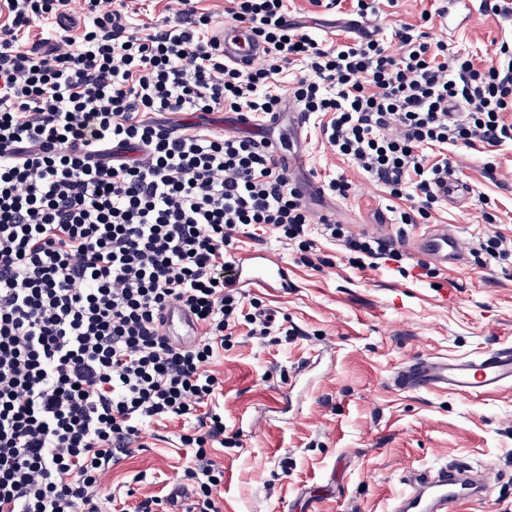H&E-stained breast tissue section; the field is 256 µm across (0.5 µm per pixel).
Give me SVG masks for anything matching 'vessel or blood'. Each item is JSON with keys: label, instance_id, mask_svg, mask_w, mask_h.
Wrapping results in <instances>:
<instances>
[{"label": "vessel or blood", "instance_id": "obj_1", "mask_svg": "<svg viewBox=\"0 0 512 512\" xmlns=\"http://www.w3.org/2000/svg\"><path fill=\"white\" fill-rule=\"evenodd\" d=\"M215 37L225 61L254 66L264 55L265 46L249 24L221 23ZM437 193L449 206L458 207L469 198L472 187L452 172L444 173ZM411 250L423 260L438 266L457 265L463 251L459 238L447 225L436 224L411 240ZM234 283L244 288L278 290L288 285V265L269 251L237 255L233 261ZM161 331L169 337L198 336L197 323L179 306L166 312ZM399 390H434L459 395L490 392L512 384V347H502L474 358H418L402 363L391 376ZM494 466L470 472L444 466L407 472L408 490L393 504L391 512H459L462 504L483 501L492 485Z\"/></svg>", "mask_w": 512, "mask_h": 512}]
</instances>
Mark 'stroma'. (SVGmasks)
Returning <instances> with one entry per match:
<instances>
[{"mask_svg": "<svg viewBox=\"0 0 512 512\" xmlns=\"http://www.w3.org/2000/svg\"><path fill=\"white\" fill-rule=\"evenodd\" d=\"M448 0H377L372 18L379 36L397 46L396 27L420 25L422 13L439 16ZM292 22L322 47L352 41L344 30L352 0L332 9L311 0H288ZM442 34L448 49L483 60L502 40H512V21L486 12L461 26L449 19ZM288 136L306 167L293 180L324 182L344 177L347 197L306 199L310 213L332 209L336 222L359 235L392 238L400 260L359 268L342 242L317 239L310 260L271 233L243 234L238 248L268 250L283 258L292 284L285 293L246 289L262 300L289 335L249 337L237 326L212 368L224 378L214 404L224 415L223 446L213 448L224 467L215 497L222 512H288L312 503L316 512H389L412 466L463 461L493 464L498 484L487 502L466 512H512V385L481 396L419 391L402 393L389 383L401 363L428 356H473L512 346V255L490 258L481 245L498 234L512 241V144L452 147L448 155L473 191L460 207L440 204L432 221L448 225L465 249L463 265L435 267L426 276L409 251L416 225L398 224L406 200L384 188L322 139L318 117L300 131L287 125L256 127V139ZM195 419L150 422L142 449L125 457L106 490L116 503L133 506L136 494L171 492L191 451L179 443Z\"/></svg>", "mask_w": 512, "mask_h": 512, "instance_id": "1", "label": "stroma"}]
</instances>
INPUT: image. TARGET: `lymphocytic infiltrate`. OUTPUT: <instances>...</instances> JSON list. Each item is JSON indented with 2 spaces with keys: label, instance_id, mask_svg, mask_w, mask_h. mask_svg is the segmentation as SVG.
Returning <instances> with one entry per match:
<instances>
[{
  "label": "lymphocytic infiltrate",
  "instance_id": "f902f5d3",
  "mask_svg": "<svg viewBox=\"0 0 512 512\" xmlns=\"http://www.w3.org/2000/svg\"><path fill=\"white\" fill-rule=\"evenodd\" d=\"M139 2L0 0V512H104L110 470L143 423L191 417L184 512H220L210 450L224 441L212 406L224 382L209 365L237 325L275 331L234 285L238 235L258 225L305 254L316 243L266 140L160 115L282 111L274 82L302 63L295 101L324 115L338 155L412 201L403 224L440 203L452 162L432 148L512 142V42L478 62L407 25L396 55L370 35L324 48L289 21L287 0H227L225 20L266 45L246 70L225 62L196 0L137 28ZM320 234L360 267L398 254L334 222ZM174 303L201 340L160 335Z\"/></svg>",
  "mask_w": 512,
  "mask_h": 512
}]
</instances>
